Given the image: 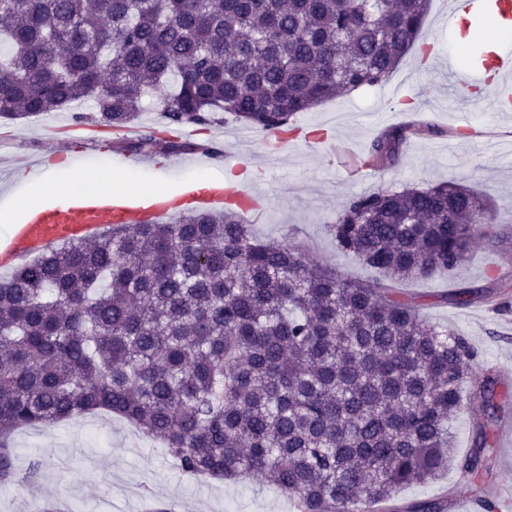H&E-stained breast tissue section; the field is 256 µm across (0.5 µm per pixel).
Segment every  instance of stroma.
<instances>
[{
  "instance_id": "obj_1",
  "label": "stroma",
  "mask_w": 512,
  "mask_h": 512,
  "mask_svg": "<svg viewBox=\"0 0 512 512\" xmlns=\"http://www.w3.org/2000/svg\"><path fill=\"white\" fill-rule=\"evenodd\" d=\"M447 11L448 0H431L419 34V44L432 47V58L412 51L386 82L343 92L299 113L294 121L299 134L276 150L269 132L243 128L227 115L203 135L222 156L178 166L153 157L135 163L133 154L109 148L112 129L75 122L69 110L0 123V203L21 199L27 177L50 174L70 187L76 179L102 174L107 165L113 176L126 177L132 191L160 185L176 193L201 176L237 175L246 190L268 201L253 224L258 235L304 244L310 261L371 280L376 271L337 249L330 232L343 204L378 188L466 185L492 207L497 237L477 241L456 269L407 282L404 289L421 302L428 323L465 336L478 365L495 367L501 378L500 417L512 422V112H493L480 103L468 120L455 112L459 96L438 62L445 52L460 49L443 25ZM402 125L411 132L399 163L361 167L359 159L372 140ZM460 287L474 289L469 305L449 300ZM476 420L470 409L458 412L452 466L436 479L400 489L397 506L434 499L442 501L444 512H458L469 495L457 463L474 443ZM490 438L494 454L482 495L490 501L512 498V446L500 426ZM14 445L18 475L34 461L41 468L34 483L11 486L0 495V512H33L42 497L63 502L66 512H103L110 506L116 512H141L146 488L175 504L176 512H293L291 499L256 478L192 481L159 441L104 413L21 431Z\"/></svg>"
}]
</instances>
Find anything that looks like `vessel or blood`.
Returning a JSON list of instances; mask_svg holds the SVG:
<instances>
[{"instance_id": "obj_1", "label": "vessel or blood", "mask_w": 512, "mask_h": 512, "mask_svg": "<svg viewBox=\"0 0 512 512\" xmlns=\"http://www.w3.org/2000/svg\"><path fill=\"white\" fill-rule=\"evenodd\" d=\"M488 12L512 24V0H450L448 25L457 30L463 22ZM448 75L457 90L481 87L494 111L512 112L511 49L493 52L491 67L485 72L462 69L456 61H449ZM191 198L195 209L202 211L223 208L228 202L244 212L253 208L249 192L221 183L199 187ZM179 211L177 203L161 196L142 198L118 195L107 188L87 189L66 196L62 203L31 211L0 253V268H12L15 261L40 256L59 244L100 236L113 224H154Z\"/></svg>"}]
</instances>
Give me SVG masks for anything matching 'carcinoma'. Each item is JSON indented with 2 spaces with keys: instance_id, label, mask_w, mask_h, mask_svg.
Instances as JSON below:
<instances>
[{
  "instance_id": "1",
  "label": "carcinoma",
  "mask_w": 512,
  "mask_h": 512,
  "mask_svg": "<svg viewBox=\"0 0 512 512\" xmlns=\"http://www.w3.org/2000/svg\"><path fill=\"white\" fill-rule=\"evenodd\" d=\"M430 0H0V121L85 100L122 130L153 91L167 125L285 133L336 95L388 80ZM409 128L359 160L396 165ZM133 154L209 144L156 132ZM495 216L454 182L349 199L336 247L360 281L257 237L239 209L114 224L0 279V484L16 432L96 411L160 441L189 478H261L300 512H365L448 468L462 406L483 415L458 467L468 492L493 454L498 384L468 340L397 288L451 271Z\"/></svg>"
}]
</instances>
